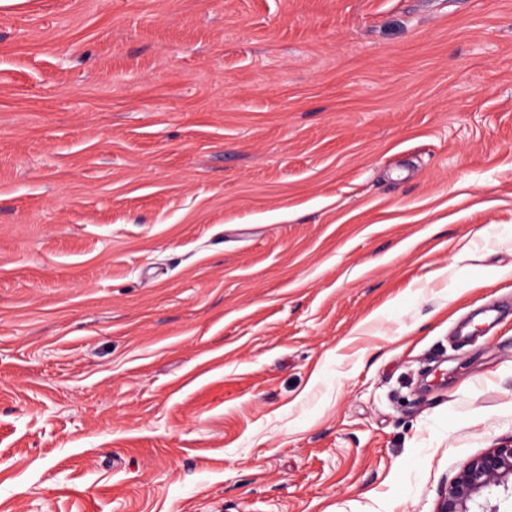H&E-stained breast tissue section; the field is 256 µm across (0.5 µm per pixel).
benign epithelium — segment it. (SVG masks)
<instances>
[{
	"instance_id": "1",
	"label": "benign epithelium",
	"mask_w": 512,
	"mask_h": 512,
	"mask_svg": "<svg viewBox=\"0 0 512 512\" xmlns=\"http://www.w3.org/2000/svg\"><path fill=\"white\" fill-rule=\"evenodd\" d=\"M511 482L512 440L472 458L444 490L436 512H499L488 506V495Z\"/></svg>"
}]
</instances>
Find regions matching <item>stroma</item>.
Segmentation results:
<instances>
[{
  "label": "stroma",
  "mask_w": 512,
  "mask_h": 512,
  "mask_svg": "<svg viewBox=\"0 0 512 512\" xmlns=\"http://www.w3.org/2000/svg\"><path fill=\"white\" fill-rule=\"evenodd\" d=\"M512 439V0L0 6V512H435Z\"/></svg>",
  "instance_id": "1"
}]
</instances>
